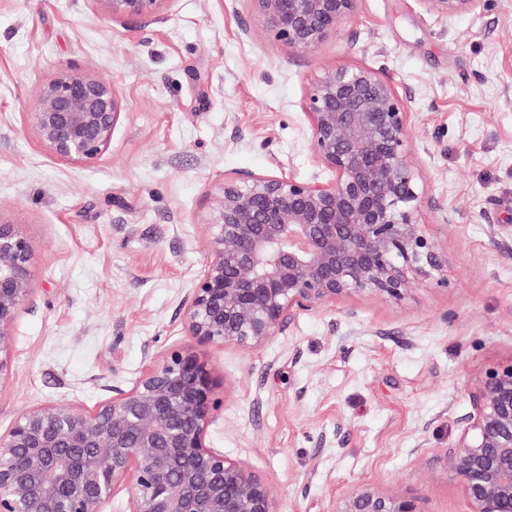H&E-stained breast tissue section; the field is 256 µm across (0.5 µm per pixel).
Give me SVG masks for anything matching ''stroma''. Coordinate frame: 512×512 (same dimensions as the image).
Instances as JSON below:
<instances>
[{
	"instance_id": "obj_1",
	"label": "stroma",
	"mask_w": 512,
	"mask_h": 512,
	"mask_svg": "<svg viewBox=\"0 0 512 512\" xmlns=\"http://www.w3.org/2000/svg\"><path fill=\"white\" fill-rule=\"evenodd\" d=\"M354 66L405 103L415 220L447 254V284L296 312L255 351L200 344L183 307L225 177L332 181L302 105ZM65 67L104 73L122 102L90 162L36 133L38 89ZM0 222L33 250L0 434L34 407L95 410L181 350L217 381L208 444L268 479L282 512H329L361 486L468 512L460 422L485 370L512 363V0L448 19L418 0H360L342 35L304 51L253 0H160L147 18L0 0Z\"/></svg>"
}]
</instances>
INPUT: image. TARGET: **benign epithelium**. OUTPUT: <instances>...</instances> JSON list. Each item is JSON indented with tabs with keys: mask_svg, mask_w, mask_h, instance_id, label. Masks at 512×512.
I'll return each mask as SVG.
<instances>
[{
	"mask_svg": "<svg viewBox=\"0 0 512 512\" xmlns=\"http://www.w3.org/2000/svg\"><path fill=\"white\" fill-rule=\"evenodd\" d=\"M114 17L160 0H99ZM277 40L298 50L336 34L359 0H253ZM432 14L476 13L486 0H417ZM121 102L103 75L62 68L38 93L35 126L60 158L90 162ZM330 183L237 173L215 198L207 259L184 307L201 344L264 346L291 315L354 294L401 301L421 280L447 283V257L414 220L421 192L407 160V112L366 67L327 73L304 104ZM32 246L0 224V380L9 329L31 294ZM216 382L197 356L172 352L92 412L48 404L0 435V512H101L119 489L128 512H280L274 486L207 443ZM455 472L470 512H512V363L487 369L462 419ZM330 512H424L370 486Z\"/></svg>",
	"mask_w": 512,
	"mask_h": 512,
	"instance_id": "7a95c632",
	"label": "benign epithelium"
}]
</instances>
